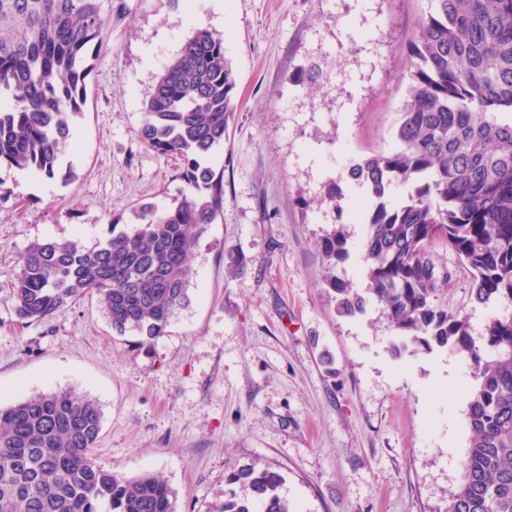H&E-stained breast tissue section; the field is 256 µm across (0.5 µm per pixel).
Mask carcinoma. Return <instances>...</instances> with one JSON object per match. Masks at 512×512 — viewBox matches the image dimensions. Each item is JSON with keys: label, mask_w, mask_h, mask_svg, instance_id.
I'll use <instances>...</instances> for the list:
<instances>
[{"label": "carcinoma", "mask_w": 512, "mask_h": 512, "mask_svg": "<svg viewBox=\"0 0 512 512\" xmlns=\"http://www.w3.org/2000/svg\"><path fill=\"white\" fill-rule=\"evenodd\" d=\"M402 79L407 102L395 146L352 161L346 179L363 188L360 293L336 275L348 257L346 223L318 241L324 285L336 312L354 317L375 302L396 343L415 356L444 348L469 361L471 444L446 512H512V312L477 332L438 303L445 267L430 253L450 245L472 279L478 304L512 305V0H431ZM99 0H0V165L69 184L63 165L86 100L90 52L103 47ZM224 40L197 28L156 77L138 136L183 163L181 199L143 204L130 230L94 247L80 238L32 243L13 283L22 320L43 321L94 294L118 334L139 345L164 335L189 304L190 255L224 207V175L206 164L224 143L238 105ZM407 188L394 203V190ZM344 193L325 201L343 217ZM97 403L53 391L0 407V512H176L162 478H126L93 455ZM266 465L231 469L218 512H293Z\"/></svg>", "instance_id": "1"}]
</instances>
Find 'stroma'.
Here are the masks:
<instances>
[{"label":"stroma","instance_id":"35a3bbf8","mask_svg":"<svg viewBox=\"0 0 512 512\" xmlns=\"http://www.w3.org/2000/svg\"><path fill=\"white\" fill-rule=\"evenodd\" d=\"M100 0L107 24L67 153L70 184L0 166V405L70 390L95 400L93 449L129 478L160 475L177 512H213L234 466L269 464L293 512H446L470 444L467 360L437 348L394 357L377 305L337 315L317 241L322 198L351 159L389 150L407 100V47L430 0ZM223 37L238 109L209 159L224 209L191 256L189 306L137 347L96 296L18 318L11 284L35 241L86 246L170 207L181 161L138 136L141 103L192 28ZM29 189H22L21 177ZM441 301L481 328L506 303L474 304L444 242Z\"/></svg>","mask_w":512,"mask_h":512}]
</instances>
